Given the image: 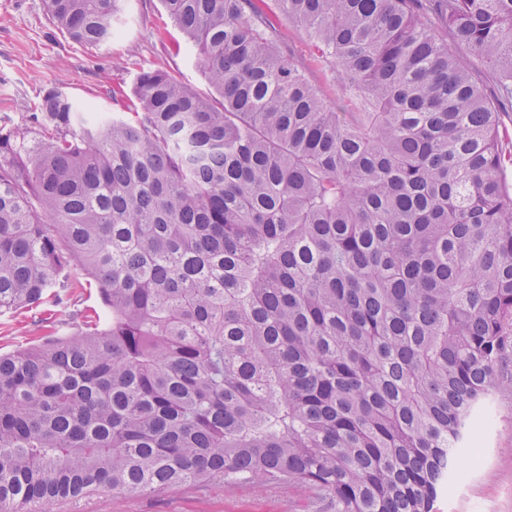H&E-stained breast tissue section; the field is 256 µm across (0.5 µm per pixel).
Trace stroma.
Wrapping results in <instances>:
<instances>
[{"label": "stroma", "instance_id": "35a3bbf8", "mask_svg": "<svg viewBox=\"0 0 512 512\" xmlns=\"http://www.w3.org/2000/svg\"><path fill=\"white\" fill-rule=\"evenodd\" d=\"M296 60L311 62L312 75L328 100L341 87L313 59L317 49L286 18ZM111 41L88 48L73 41L48 18L44 0H0V124L32 122L34 103L51 90L66 93L91 114L126 112L137 73L162 68L199 93L212 89L195 50L167 16L160 0H121L112 19ZM93 296L76 294L59 305L44 304L0 315V352L40 342L43 327L54 322L61 335L77 330L74 311L96 306ZM482 453L461 482L448 483L437 512H512V408L501 406L480 437ZM55 512H325L317 493L306 486L262 480L233 485L219 480L191 483L144 495L94 492L64 500Z\"/></svg>", "mask_w": 512, "mask_h": 512}]
</instances>
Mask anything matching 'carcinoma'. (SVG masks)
<instances>
[{
  "label": "carcinoma",
  "instance_id": "obj_1",
  "mask_svg": "<svg viewBox=\"0 0 512 512\" xmlns=\"http://www.w3.org/2000/svg\"><path fill=\"white\" fill-rule=\"evenodd\" d=\"M162 3L214 94L143 70L129 117L0 128V314L100 302L0 354V512L262 478L436 512L512 399V0ZM46 6L112 39L119 0ZM274 19L279 23L281 28L288 33V44L294 51L295 59L298 61H305L310 64L316 84L320 87L330 102L336 101V96L342 93L341 85L336 82V79L326 68L322 71L319 65L310 63V60L316 56L317 52L314 43L302 30H300L295 24L289 22L286 18L275 13Z\"/></svg>",
  "mask_w": 512,
  "mask_h": 512
}]
</instances>
